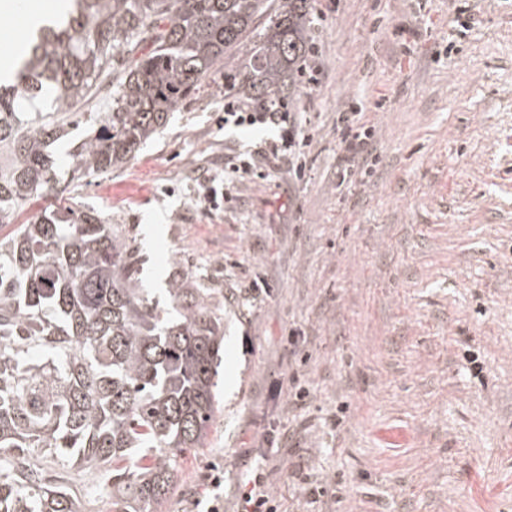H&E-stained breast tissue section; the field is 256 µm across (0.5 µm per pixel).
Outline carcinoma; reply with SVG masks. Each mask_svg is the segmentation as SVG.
<instances>
[{"label":"carcinoma","instance_id":"obj_1","mask_svg":"<svg viewBox=\"0 0 512 512\" xmlns=\"http://www.w3.org/2000/svg\"><path fill=\"white\" fill-rule=\"evenodd\" d=\"M262 43L249 47L256 21ZM309 0H68L0 82V228L64 193L51 152L79 127L70 182L122 167L199 81L246 53L237 94L302 73ZM187 275L164 300L137 250L73 203L0 238V512H87L40 466L106 472L112 512H158L212 420L224 318Z\"/></svg>","mask_w":512,"mask_h":512}]
</instances>
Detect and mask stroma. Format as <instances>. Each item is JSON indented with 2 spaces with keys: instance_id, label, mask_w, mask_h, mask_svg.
I'll return each instance as SVG.
<instances>
[{
  "instance_id": "stroma-1",
  "label": "stroma",
  "mask_w": 512,
  "mask_h": 512,
  "mask_svg": "<svg viewBox=\"0 0 512 512\" xmlns=\"http://www.w3.org/2000/svg\"><path fill=\"white\" fill-rule=\"evenodd\" d=\"M310 25L322 71L291 106L309 181L283 161L225 186L229 157L277 135L220 122L240 55L121 168L37 202L101 212L145 287L192 274L224 315L215 421L163 512H197L213 467L237 512L259 463L278 512H512V0H311ZM354 107L377 165L343 184L336 118ZM273 428L288 442L261 458ZM305 475L335 496L306 500Z\"/></svg>"
}]
</instances>
